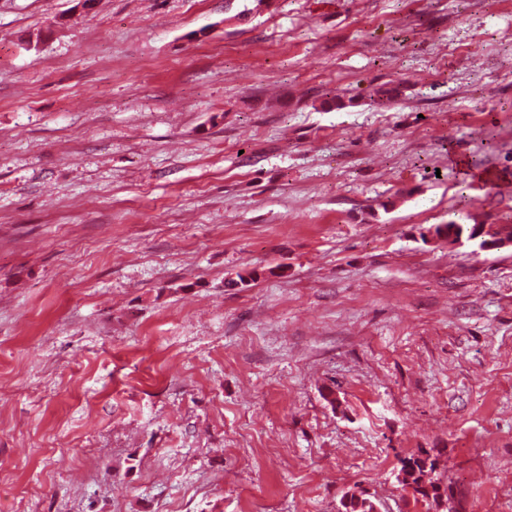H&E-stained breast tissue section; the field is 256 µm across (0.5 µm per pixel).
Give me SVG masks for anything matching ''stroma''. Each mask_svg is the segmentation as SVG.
Here are the masks:
<instances>
[{
    "label": "stroma",
    "mask_w": 512,
    "mask_h": 512,
    "mask_svg": "<svg viewBox=\"0 0 512 512\" xmlns=\"http://www.w3.org/2000/svg\"><path fill=\"white\" fill-rule=\"evenodd\" d=\"M78 6L0 0V512H512V246L432 235L512 222V0ZM436 471L435 460H430V457H410L402 459L400 472L404 473V478L399 481L403 489H410L416 502H424L426 505L435 507L437 511V503L433 498L430 500L429 487L435 491L443 487L447 492V499L453 497V492L450 486H442V482L438 478H434ZM449 495V497H448Z\"/></svg>",
    "instance_id": "obj_1"
}]
</instances>
